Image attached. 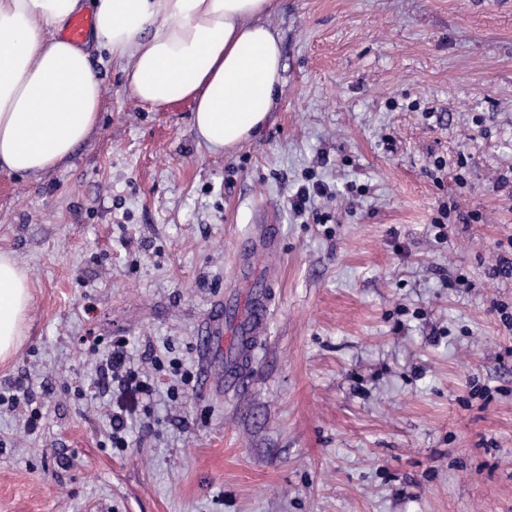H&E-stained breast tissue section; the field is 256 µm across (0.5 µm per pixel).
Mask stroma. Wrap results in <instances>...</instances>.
Instances as JSON below:
<instances>
[{"mask_svg": "<svg viewBox=\"0 0 512 512\" xmlns=\"http://www.w3.org/2000/svg\"><path fill=\"white\" fill-rule=\"evenodd\" d=\"M268 22L279 97L234 151L96 57L91 138L41 178L0 173V250L33 295L0 392L40 411L31 431L0 406V512H512V0H278ZM312 178L329 195L294 213ZM259 224L274 299L229 390L233 334L206 360L201 336L249 298ZM119 340L151 396L95 395Z\"/></svg>", "mask_w": 512, "mask_h": 512, "instance_id": "obj_1", "label": "stroma"}]
</instances>
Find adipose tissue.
Returning <instances> with one entry per match:
<instances>
[{
  "instance_id": "1",
  "label": "adipose tissue",
  "mask_w": 512,
  "mask_h": 512,
  "mask_svg": "<svg viewBox=\"0 0 512 512\" xmlns=\"http://www.w3.org/2000/svg\"><path fill=\"white\" fill-rule=\"evenodd\" d=\"M276 0H0V171L21 178L67 164L96 130L101 80L91 50L121 62L142 105H193V128L232 151L268 121L281 82ZM89 12L92 47L61 35ZM30 273L0 250V362L18 351L31 305Z\"/></svg>"
}]
</instances>
